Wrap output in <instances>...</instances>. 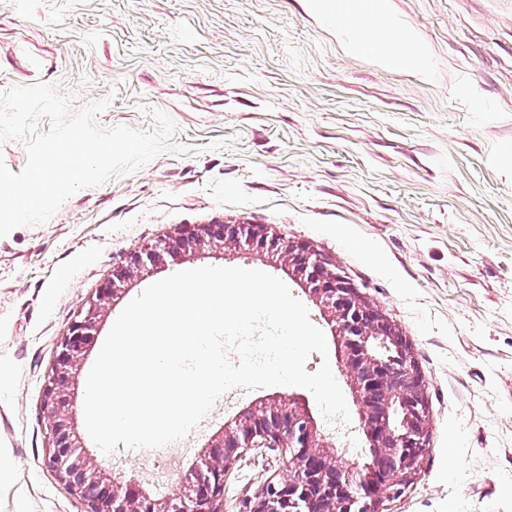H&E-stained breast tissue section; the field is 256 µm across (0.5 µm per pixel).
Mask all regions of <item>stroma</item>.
<instances>
[{"instance_id":"1","label":"stroma","mask_w":512,"mask_h":512,"mask_svg":"<svg viewBox=\"0 0 512 512\" xmlns=\"http://www.w3.org/2000/svg\"><path fill=\"white\" fill-rule=\"evenodd\" d=\"M429 73L348 52L308 0H0V90L39 81L74 106L109 99L105 127L150 110L192 154L70 197L0 237V512H87L46 460L41 399L57 346L113 266L183 225L266 224L307 241L402 329L430 432L384 512H512V0H386ZM231 146L209 149L211 140ZM204 266L284 278L255 254L204 252L132 281L74 377L76 434L109 476L156 493L180 475L151 450L104 454L84 422L88 373L124 307ZM305 388L238 390L184 443L188 466L247 406ZM249 453L224 479L240 512L282 478Z\"/></svg>"}]
</instances>
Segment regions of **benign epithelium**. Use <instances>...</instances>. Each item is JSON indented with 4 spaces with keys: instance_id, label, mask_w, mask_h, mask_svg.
Here are the masks:
<instances>
[{
    "instance_id": "1",
    "label": "benign epithelium",
    "mask_w": 512,
    "mask_h": 512,
    "mask_svg": "<svg viewBox=\"0 0 512 512\" xmlns=\"http://www.w3.org/2000/svg\"><path fill=\"white\" fill-rule=\"evenodd\" d=\"M262 252L300 282L330 325L343 376L359 407L370 460L344 466L309 401L290 395L246 409L224 427L216 450L199 456L161 499L135 480L112 478L85 456L72 432L69 387L94 336L95 323L124 283L167 257L202 247ZM53 452L48 465L87 512H224V477L247 453L279 452L286 472L249 501L247 512H383L386 498L417 474L427 450L426 385L400 327L374 307L329 259L306 241L274 234L267 224H201L179 229L129 253L89 300L58 346L41 403Z\"/></svg>"
}]
</instances>
